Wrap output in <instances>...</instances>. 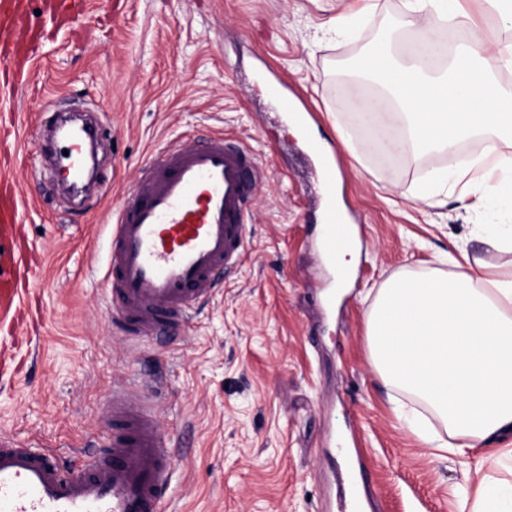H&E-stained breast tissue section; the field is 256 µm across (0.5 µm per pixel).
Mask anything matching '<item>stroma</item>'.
<instances>
[{"instance_id": "obj_1", "label": "stroma", "mask_w": 512, "mask_h": 512, "mask_svg": "<svg viewBox=\"0 0 512 512\" xmlns=\"http://www.w3.org/2000/svg\"><path fill=\"white\" fill-rule=\"evenodd\" d=\"M373 3L347 37L329 21L357 0H85L44 31L30 82L0 102V122L25 124L13 166L30 204L18 235L45 269L23 302L32 343L0 330V352L19 366L0 380V432L79 466L108 436L113 387L147 374L165 390L154 404L175 469L165 512H351L359 499L366 512H461L460 488L512 483V440L473 450L469 466L425 447L369 361L367 310L394 274L451 271L442 256L457 245L512 271V255L472 232L484 212L453 194L440 206L415 197L454 168L451 155L409 163L380 146L343 148L340 135L370 132L337 108L349 85L340 70L404 20V0ZM283 87L317 120L287 123ZM71 112L99 128L95 187L80 202L41 152ZM217 134L241 140L266 172L246 256L168 340L128 341L103 284L113 210L158 150ZM320 154L336 163V199L359 243L336 298L319 252Z\"/></svg>"}]
</instances>
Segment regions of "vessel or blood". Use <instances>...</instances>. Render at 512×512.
<instances>
[{
    "label": "vessel or blood",
    "mask_w": 512,
    "mask_h": 512,
    "mask_svg": "<svg viewBox=\"0 0 512 512\" xmlns=\"http://www.w3.org/2000/svg\"><path fill=\"white\" fill-rule=\"evenodd\" d=\"M25 0H0V94L14 93L29 73L18 52L37 37L26 25ZM264 178L240 142L187 140L158 152L114 211L106 272L114 316L127 338L160 337L210 300L218 271L247 252L250 205ZM25 199L0 173V240L14 238ZM328 248L350 232L345 212L325 208ZM24 266L0 270V317L22 297ZM110 433L80 467L51 451L0 433V512H163L174 470L169 443L143 405L113 390Z\"/></svg>",
    "instance_id": "obj_1"
}]
</instances>
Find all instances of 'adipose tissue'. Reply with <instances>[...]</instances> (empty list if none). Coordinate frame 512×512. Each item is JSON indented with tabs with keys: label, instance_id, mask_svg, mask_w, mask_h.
<instances>
[{
	"label": "adipose tissue",
	"instance_id": "obj_1",
	"mask_svg": "<svg viewBox=\"0 0 512 512\" xmlns=\"http://www.w3.org/2000/svg\"><path fill=\"white\" fill-rule=\"evenodd\" d=\"M464 2L405 0L407 22L473 28ZM395 40L394 29L384 30L358 61L361 75L383 88L369 110L397 112L417 156L445 154L485 136L489 151L445 179L460 202L495 200L512 210V87L497 79L512 66V47L474 35L436 71L429 57L438 45L429 35L404 61L392 55ZM367 342L384 383L428 412L416 432L430 448L464 457L512 434V275L469 263L445 275L399 274L369 307Z\"/></svg>",
	"mask_w": 512,
	"mask_h": 512
}]
</instances>
